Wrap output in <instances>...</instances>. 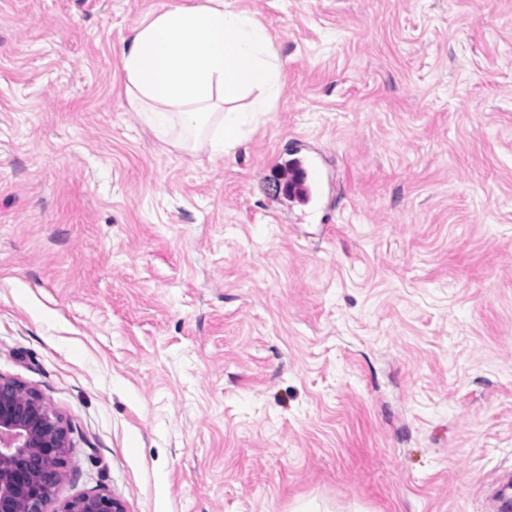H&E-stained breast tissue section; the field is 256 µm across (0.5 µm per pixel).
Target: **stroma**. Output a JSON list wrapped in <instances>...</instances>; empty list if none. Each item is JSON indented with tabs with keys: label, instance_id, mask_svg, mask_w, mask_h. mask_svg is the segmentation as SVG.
<instances>
[{
	"label": "stroma",
	"instance_id": "35a3bbf8",
	"mask_svg": "<svg viewBox=\"0 0 512 512\" xmlns=\"http://www.w3.org/2000/svg\"><path fill=\"white\" fill-rule=\"evenodd\" d=\"M198 0H0V375L69 427L56 501L489 512L512 481V0H229L282 64L223 155L120 55ZM305 146L312 207L270 168ZM303 174V186L308 200L316 197L321 201L324 177L321 163L311 156H298L292 160Z\"/></svg>",
	"mask_w": 512,
	"mask_h": 512
}]
</instances>
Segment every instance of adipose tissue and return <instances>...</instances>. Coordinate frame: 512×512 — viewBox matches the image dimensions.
I'll list each match as a JSON object with an SVG mask.
<instances>
[{"instance_id": "1", "label": "adipose tissue", "mask_w": 512, "mask_h": 512, "mask_svg": "<svg viewBox=\"0 0 512 512\" xmlns=\"http://www.w3.org/2000/svg\"><path fill=\"white\" fill-rule=\"evenodd\" d=\"M126 95L159 139L233 149L278 96L282 67L266 28L224 6L174 5L136 23L121 52Z\"/></svg>"}]
</instances>
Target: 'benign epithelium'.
Wrapping results in <instances>:
<instances>
[{
  "mask_svg": "<svg viewBox=\"0 0 512 512\" xmlns=\"http://www.w3.org/2000/svg\"><path fill=\"white\" fill-rule=\"evenodd\" d=\"M71 448L62 417L36 392L0 375V512H48ZM56 512H125L103 493L62 502Z\"/></svg>",
  "mask_w": 512,
  "mask_h": 512,
  "instance_id": "benign-epithelium-1",
  "label": "benign epithelium"
}]
</instances>
